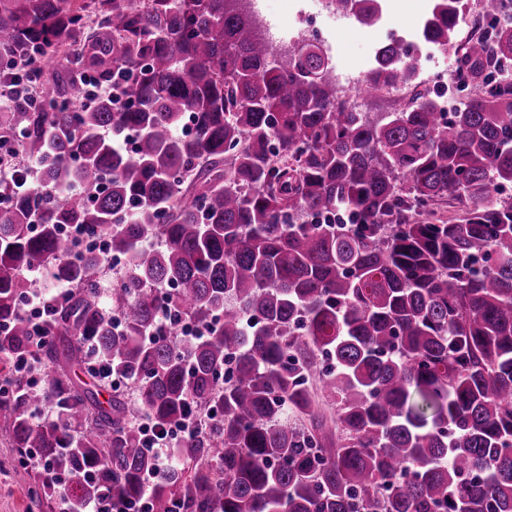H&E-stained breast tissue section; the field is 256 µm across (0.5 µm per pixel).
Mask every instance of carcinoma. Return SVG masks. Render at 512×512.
Wrapping results in <instances>:
<instances>
[{
    "label": "carcinoma",
    "instance_id": "cac0c4a2",
    "mask_svg": "<svg viewBox=\"0 0 512 512\" xmlns=\"http://www.w3.org/2000/svg\"><path fill=\"white\" fill-rule=\"evenodd\" d=\"M348 7L379 17V0ZM467 7L434 0L422 39L467 73L512 58L498 0L457 44ZM0 51L23 80L51 71L39 105H0V139L37 174L4 158L0 432L38 452L46 500L66 476L72 512H512V81L450 112L428 90L363 112L318 46L270 58L234 0H0ZM381 55L368 96L417 80L416 56ZM81 81L107 87L76 107ZM447 203L464 216L438 217ZM65 225L105 252L71 259ZM113 254L126 273L104 300ZM44 264L71 292L37 347L25 273ZM164 309L208 332L165 335ZM91 337L134 407L73 380ZM29 352L39 387L12 364ZM43 402L54 418L31 419ZM135 413L190 431L175 464L157 467ZM149 506L147 500L129 504L111 499H94L87 501L81 512H150Z\"/></svg>",
    "mask_w": 512,
    "mask_h": 512
}]
</instances>
